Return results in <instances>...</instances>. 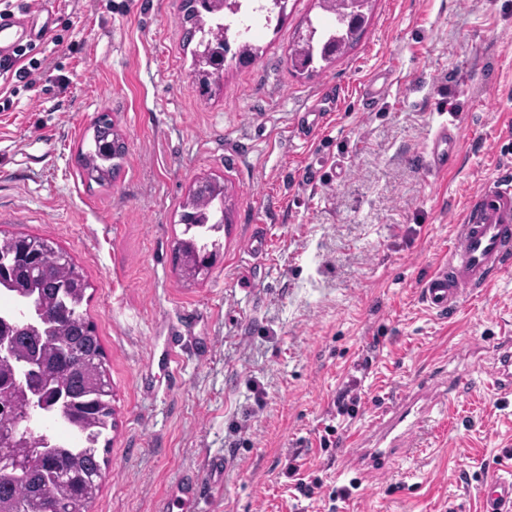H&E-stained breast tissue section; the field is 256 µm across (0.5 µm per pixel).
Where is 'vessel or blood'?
<instances>
[{"instance_id":"1","label":"vessel or blood","mask_w":512,"mask_h":512,"mask_svg":"<svg viewBox=\"0 0 512 512\" xmlns=\"http://www.w3.org/2000/svg\"><path fill=\"white\" fill-rule=\"evenodd\" d=\"M53 13L48 4L19 14L0 16V59L11 56L21 43L45 41L52 33ZM458 136L448 125L434 133L427 151V165L437 173L448 167L457 149ZM476 204L466 206L456 226L454 244L447 259L418 288L422 305L431 313L454 310L467 292L489 286L500 274L512 270V191L480 188ZM495 390L499 398L512 396V347L497 348ZM465 383L452 379L441 390L424 383L400 395L394 407L382 415L374 429L382 436L396 435L410 443L425 413L452 401ZM421 400L425 409L412 410L411 401ZM225 459L209 458L202 472H189L166 493L156 512H195L204 487L223 482ZM482 512H512V478H492L480 490Z\"/></svg>"}]
</instances>
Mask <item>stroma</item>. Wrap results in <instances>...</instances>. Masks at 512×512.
<instances>
[{
  "instance_id": "stroma-1",
  "label": "stroma",
  "mask_w": 512,
  "mask_h": 512,
  "mask_svg": "<svg viewBox=\"0 0 512 512\" xmlns=\"http://www.w3.org/2000/svg\"><path fill=\"white\" fill-rule=\"evenodd\" d=\"M51 2L61 43L33 87L0 74L14 102L0 112V234L53 242L89 283L116 411L90 512H155L215 453L224 482L199 512H480L481 485L512 471V400L497 398L487 354L512 336V271L444 318L417 289L447 257L465 199L485 183L512 189V0H374L360 41L311 77L288 47L321 10L289 0L278 30L260 33V58L226 65L208 95L181 0ZM376 74L393 86L370 112L362 89ZM331 93L336 111L302 138ZM103 113L127 153L98 186L78 153ZM443 122L459 149L436 174L427 143ZM206 175L223 179L231 222L209 276L190 283L172 247L180 203ZM262 235L258 257L247 245ZM179 326L210 347H188L173 388L158 362ZM367 358L356 416L325 434ZM451 372L470 388L412 447L382 470L349 467L396 396ZM294 459L322 483L313 499L286 475Z\"/></svg>"
}]
</instances>
